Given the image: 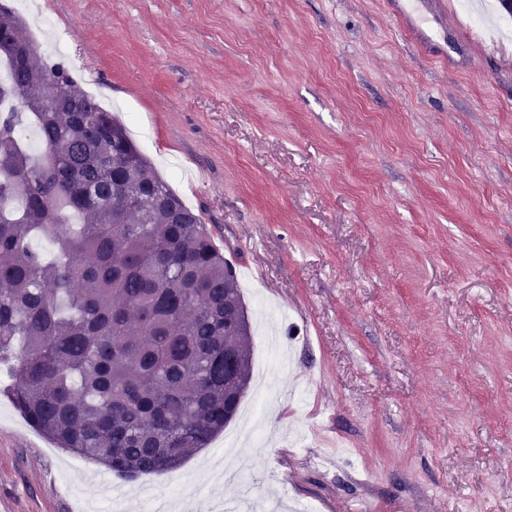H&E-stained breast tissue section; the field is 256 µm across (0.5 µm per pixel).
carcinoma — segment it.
Returning a JSON list of instances; mask_svg holds the SVG:
<instances>
[{"mask_svg":"<svg viewBox=\"0 0 512 512\" xmlns=\"http://www.w3.org/2000/svg\"><path fill=\"white\" fill-rule=\"evenodd\" d=\"M22 20L0 3V28ZM0 52V363L9 397L58 448L125 480L183 466L239 408L251 322L236 269L65 62ZM55 111L42 112L37 94ZM31 127L42 148L25 145ZM136 205L112 211V196Z\"/></svg>","mask_w":512,"mask_h":512,"instance_id":"carcinoma-1","label":"carcinoma"}]
</instances>
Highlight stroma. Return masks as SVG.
I'll return each mask as SVG.
<instances>
[{"label": "stroma", "instance_id": "1", "mask_svg": "<svg viewBox=\"0 0 512 512\" xmlns=\"http://www.w3.org/2000/svg\"><path fill=\"white\" fill-rule=\"evenodd\" d=\"M454 0L483 47L436 62L408 0H11L70 34L40 52L96 99L244 276L250 316L293 345L256 431L173 473V512L242 486L315 512H512V25ZM0 393L6 512H113L103 476Z\"/></svg>", "mask_w": 512, "mask_h": 512}]
</instances>
